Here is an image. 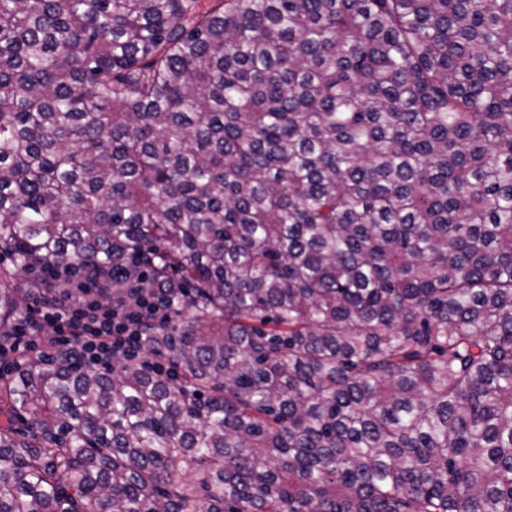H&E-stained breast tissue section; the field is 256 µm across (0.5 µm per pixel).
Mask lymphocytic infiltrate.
<instances>
[{
  "label": "lymphocytic infiltrate",
  "mask_w": 512,
  "mask_h": 512,
  "mask_svg": "<svg viewBox=\"0 0 512 512\" xmlns=\"http://www.w3.org/2000/svg\"><path fill=\"white\" fill-rule=\"evenodd\" d=\"M165 311L159 290L134 305L123 299L105 304L91 296L45 303L24 322L19 335L24 338L42 333L59 346L79 345L87 361L102 365L116 352L138 355L146 331L164 321Z\"/></svg>",
  "instance_id": "f902f5d3"
}]
</instances>
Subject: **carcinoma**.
I'll return each mask as SVG.
<instances>
[{
  "instance_id": "1",
  "label": "carcinoma",
  "mask_w": 512,
  "mask_h": 512,
  "mask_svg": "<svg viewBox=\"0 0 512 512\" xmlns=\"http://www.w3.org/2000/svg\"><path fill=\"white\" fill-rule=\"evenodd\" d=\"M1 255L169 313L14 358L0 512H512V0H0Z\"/></svg>"
}]
</instances>
